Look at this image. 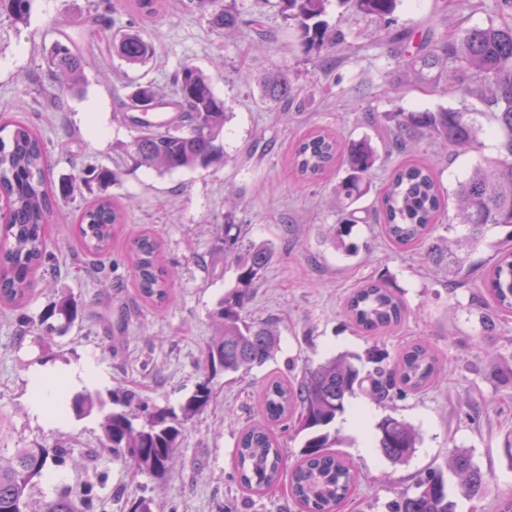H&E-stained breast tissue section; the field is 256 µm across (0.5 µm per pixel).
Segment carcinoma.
<instances>
[{
  "mask_svg": "<svg viewBox=\"0 0 512 512\" xmlns=\"http://www.w3.org/2000/svg\"><path fill=\"white\" fill-rule=\"evenodd\" d=\"M281 16L299 32L305 51L332 52L345 41V34L325 19L329 0H279ZM339 6L371 16L382 23L384 38L398 44L406 70L423 75L435 73L448 88L476 96L493 112H469L442 108L435 112H388L385 149L403 153L422 137L440 141L453 152L482 148L483 128L479 118L490 116L500 130L498 155L476 167L457 185L453 193L459 223L469 228L455 247L444 249L430 240L433 224L447 207L448 198L425 165L406 164L393 170L379 196L382 234L394 245L419 250L435 262H445L450 273L463 268L464 258L457 248H474L490 225L512 224V23L504 21L486 27L462 30L448 38L420 36L410 28L396 25L399 0H336ZM189 4L209 15L213 27L230 30L237 17L225 8L224 0H189ZM130 7L143 19L159 16L162 0H132ZM120 56L131 64H142L153 54V45L139 32H123L112 37ZM47 71L57 85L52 94L78 85L84 78L85 59L75 38L67 33L54 41L46 58ZM177 108L174 118L164 124L129 117L136 136L132 160L160 172L183 168L206 169L223 158L218 139L228 112L224 100L212 88L211 79L192 64L175 73ZM264 96L272 103L294 97L288 73L280 71L265 79ZM136 108L149 104L152 109L166 107L150 85L132 96ZM14 127L9 140L0 138V195L10 203L4 238L0 240V302L19 309L27 300L35 272L45 268L54 209L75 191L71 182L53 187L46 176L48 149L34 128L23 121H10ZM346 166V175L336 183L340 202L333 239H342L358 223L353 205L370 191L369 175L377 161L375 147L368 140L351 141L341 146L322 130H312L294 145L292 165L305 182H314L335 166ZM124 222V214L112 200L102 198L81 210L76 238L84 255L98 256L112 247V228ZM232 251L224 249V256ZM234 256V255H232ZM127 257L134 270L139 295L155 307L170 300L173 272L161 260L160 243L143 232L127 242ZM273 258L267 247L250 245L244 255H235L237 287L218 303L214 317L218 334L207 344L203 378L179 410L149 408L130 392L112 393L117 409L103 416L101 446L117 460L156 477L172 467L174 452L182 436L184 422L204 410L212 401V381L224 372L235 374L265 365L279 346L276 330L268 322H248L242 316L250 300V288L261 277ZM483 287L488 290L496 315L512 313V249L498 252ZM345 312L359 329L382 333L398 326L404 316L402 302L379 281L364 282L348 298ZM58 315L71 324L78 306L69 296H61L47 317ZM386 353L374 348L368 362L376 368L367 375L346 355L334 356L305 371L297 384L280 378L269 379L262 399L267 421L278 422L299 414L301 430L307 432L300 461L291 475L290 493L302 512H336L348 497L356 473L342 458L331 452L336 434L331 432L336 417L345 412L349 398L361 391L379 401H391L419 391L432 383L439 371L438 361L429 347L417 343L408 347L395 366H380ZM78 414L104 409L97 395L81 394L71 401ZM378 444L390 461L404 463L414 454L418 434L408 423L391 415L377 424ZM71 449L62 442L35 443L30 448L0 447V512H112V500L100 496L92 483L79 493L62 490L56 496L33 499L37 480L53 468L65 465ZM283 457L276 436L266 424L246 429L236 448V470L241 487L252 493L269 489L277 482ZM448 469L458 479L461 495L472 498L484 494L489 479L474 465L470 454L457 448L451 452ZM456 503L448 495L444 475L432 470L416 484V492L403 495L389 505L390 512H455Z\"/></svg>",
  "mask_w": 512,
  "mask_h": 512,
  "instance_id": "1",
  "label": "carcinoma"
}]
</instances>
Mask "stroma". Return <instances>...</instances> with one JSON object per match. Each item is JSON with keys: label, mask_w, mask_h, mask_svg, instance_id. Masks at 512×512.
Listing matches in <instances>:
<instances>
[{"label": "stroma", "mask_w": 512, "mask_h": 512, "mask_svg": "<svg viewBox=\"0 0 512 512\" xmlns=\"http://www.w3.org/2000/svg\"><path fill=\"white\" fill-rule=\"evenodd\" d=\"M165 2L163 13L148 25L125 0H32L26 21L0 17V116L31 122L40 132L52 182L81 176L89 167L118 176L107 185L79 184L57 210L48 250L60 270L37 273L24 307L27 323L0 309V416L6 421L0 446L68 442L71 459L39 481V497L93 482L111 498L112 512H122L125 501L143 494L153 497L154 512H300L289 492L288 469L275 486L254 496L243 493L235 473L240 433L264 421L259 408L264 383L273 376L300 379L305 368L341 352L362 356L377 347L393 359L422 343L440 363L436 382L391 403L362 394L350 399V406L373 410L362 428H352L347 416L336 419L337 453L357 474L338 512H388L392 501L414 492L429 469L446 468L456 448L468 449L489 478L483 496L458 497L456 512H495L498 496L512 493V463L504 453L512 431V316L484 327L490 296L482 282L498 251L512 247V227L488 228L460 276L420 252L396 248L373 220L354 225L336 246L328 229L336 222L333 188L344 167L302 184L289 164L295 142L315 128L343 142L367 137L380 147L384 113L441 107L480 112L483 104L443 90L431 77L407 74L398 45L381 40L379 22L341 12L334 0L326 19L346 40L329 53L303 51L277 0H236L240 26L228 35L188 9L187 0ZM494 5V0H453L449 6L442 0H401L396 19L420 34H450L487 26L496 18ZM91 10L104 16L106 36L140 32L154 53L146 63L132 65L105 39L82 36L85 79L64 91L61 103L51 104L43 56L59 31L80 34ZM258 11L265 15L259 31L250 24ZM186 63L209 75L225 102L229 120L220 135L225 159L206 169L165 173L135 166L129 158L135 132L125 104L141 85L173 94L172 76ZM281 69L299 93L290 110L266 101L259 86L263 73ZM483 125L478 152L451 155L426 138L407 157L381 152L358 208H372L392 171L409 159L432 165L441 185L453 190L483 158L497 154L495 123L487 117ZM102 196L120 205L125 221L115 227L110 252L92 261L76 248L75 224L80 208ZM228 221L241 225L242 244L274 251L244 315L273 323L279 348L263 367L216 376L212 402L183 426L171 472L160 479L113 459L99 445L100 411H70L55 425L33 418V370L42 367L60 376L87 357L96 361L100 381L66 386L67 396L92 392L105 398L132 390L155 407L179 408L202 376L206 347L216 334L212 314L237 285L236 267L224 259ZM143 231L160 241L164 263L175 272L171 298L160 308L139 299L126 257L128 239ZM376 279L400 298L406 315L393 332L373 337L356 330L345 302L355 288ZM64 294L77 302L78 318L64 335L42 332L41 318ZM387 415L419 433L406 463H392L377 446L376 425Z\"/></svg>", "instance_id": "obj_1"}]
</instances>
